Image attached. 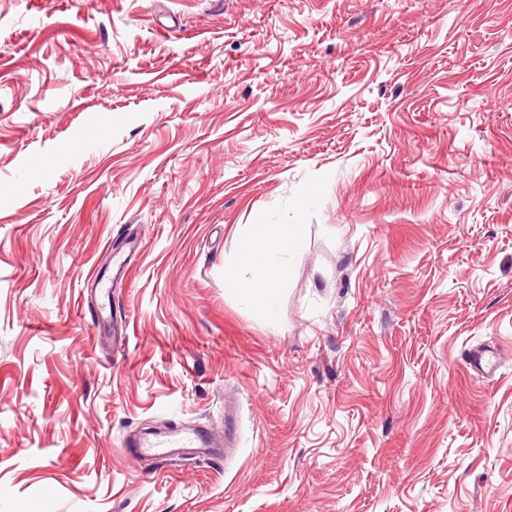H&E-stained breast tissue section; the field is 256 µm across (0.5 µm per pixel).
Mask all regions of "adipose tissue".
Returning a JSON list of instances; mask_svg holds the SVG:
<instances>
[{
    "instance_id": "obj_1",
    "label": "adipose tissue",
    "mask_w": 512,
    "mask_h": 512,
    "mask_svg": "<svg viewBox=\"0 0 512 512\" xmlns=\"http://www.w3.org/2000/svg\"><path fill=\"white\" fill-rule=\"evenodd\" d=\"M303 245L299 225L271 224L263 233L243 232L232 291L240 303L259 309L267 323L278 320L276 298L288 279L290 256Z\"/></svg>"
}]
</instances>
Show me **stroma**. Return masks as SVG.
<instances>
[{"label": "stroma", "instance_id": "1", "mask_svg": "<svg viewBox=\"0 0 512 512\" xmlns=\"http://www.w3.org/2000/svg\"><path fill=\"white\" fill-rule=\"evenodd\" d=\"M0 512H512V0H0ZM300 228L271 224L260 237L252 229L242 233L235 262L238 274L230 280L231 291L246 307L258 308L269 324L278 320L276 298L288 279L290 256L303 246ZM153 438L129 437L123 447L134 456H150L160 462H169L189 455H219L215 438L201 429L176 428L166 433H154Z\"/></svg>", "mask_w": 512, "mask_h": 512}]
</instances>
